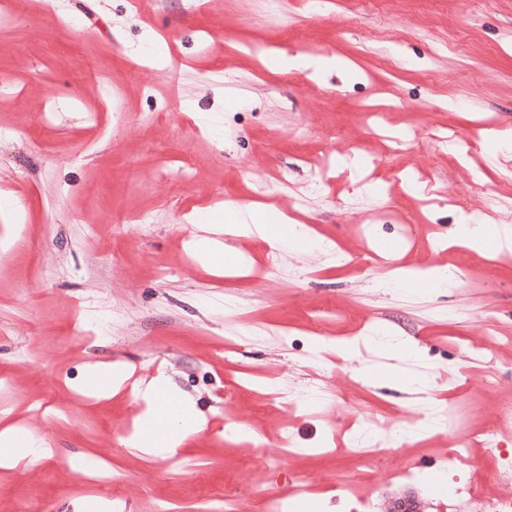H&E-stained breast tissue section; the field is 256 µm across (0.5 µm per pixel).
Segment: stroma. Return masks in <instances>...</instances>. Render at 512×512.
I'll list each match as a JSON object with an SVG mask.
<instances>
[{
	"label": "stroma",
	"instance_id": "1",
	"mask_svg": "<svg viewBox=\"0 0 512 512\" xmlns=\"http://www.w3.org/2000/svg\"><path fill=\"white\" fill-rule=\"evenodd\" d=\"M334 13L300 0L266 18L259 0H204L191 15L184 0H67L72 22L60 25L48 0H24V20L0 28V376L12 390L0 431H28L48 442L34 459L0 468V512H72L82 503L119 502L123 512H197L233 498L236 512H259L263 498L305 495L309 512H349L341 488L361 476L369 512H493L512 499V474L486 449L471 451L486 485L455 501L435 485L466 484L470 473L448 459L469 430L512 409V262L465 265L455 287L406 276V289L377 288L356 259L365 244L341 206L355 193L349 174L324 170L327 148H355L381 161L385 146L370 132L365 107L398 96L405 109L389 127L429 132L451 123L478 139L477 159L414 147L401 162L416 179L445 186L472 216L483 196H503L496 224L512 225V152L480 129L494 116L512 130V0H335ZM343 75L284 78L285 57L303 45ZM179 79L160 76L171 59ZM237 75L225 84L223 69ZM460 102L458 110L443 105ZM120 100L123 115L109 105ZM435 109L423 110L426 100ZM53 115L49 132L42 113ZM221 114L219 131L198 116ZM311 133L296 141L297 125ZM293 187L279 204L267 190L282 169ZM315 186L304 206L294 197ZM398 215L419 218L414 244L429 265L464 264L470 240L452 206L428 207L411 186L393 188ZM249 203L255 216L285 231L309 230L287 251L259 236H232L238 267L201 265L189 242L199 222L232 226L229 206ZM146 211L148 232L122 223ZM352 257L329 263L315 242ZM169 276H159V268ZM244 304L262 328L235 335L225 300ZM80 324L98 328L95 345L70 342ZM402 336L398 347H372L377 331ZM486 353V365L468 360ZM93 360L123 366L124 384L103 380V396L78 389ZM503 377L487 390L486 368ZM425 372L427 391L408 393L410 375ZM163 377L174 393L195 399L205 428L176 452L146 457L125 439L144 409L142 388ZM315 383L345 404L316 414L267 406L259 384ZM411 426L434 414L431 433L379 445L392 464L359 473L352 449L324 455L338 428L354 429L368 408ZM248 423L266 447L243 445L232 428ZM289 439L294 455L282 457ZM109 458L120 480L113 494L78 477L70 464Z\"/></svg>",
	"mask_w": 512,
	"mask_h": 512
}]
</instances>
